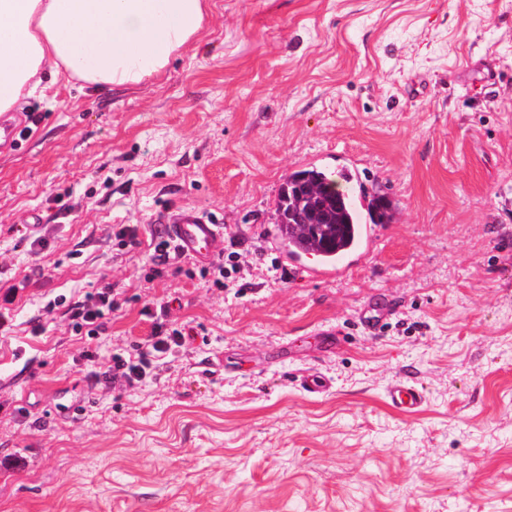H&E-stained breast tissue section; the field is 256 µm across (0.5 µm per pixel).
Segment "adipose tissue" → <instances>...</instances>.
<instances>
[{"label": "adipose tissue", "mask_w": 512, "mask_h": 512, "mask_svg": "<svg viewBox=\"0 0 512 512\" xmlns=\"http://www.w3.org/2000/svg\"><path fill=\"white\" fill-rule=\"evenodd\" d=\"M208 0H0V113L20 110L47 71L97 90L166 68L203 30Z\"/></svg>", "instance_id": "adipose-tissue-1"}]
</instances>
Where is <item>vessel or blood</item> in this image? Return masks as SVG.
<instances>
[{
    "mask_svg": "<svg viewBox=\"0 0 512 512\" xmlns=\"http://www.w3.org/2000/svg\"><path fill=\"white\" fill-rule=\"evenodd\" d=\"M165 231L175 242L181 256L201 266L210 265L224 253V227L194 209H182L167 217ZM381 240V227L361 224L354 243L339 250H328L322 259H314L302 250L289 249L279 236L268 242L281 263L311 280H332L344 276L361 258L370 255ZM389 403L398 409L416 411L426 400L424 389L406 379L391 383L386 391Z\"/></svg>",
    "mask_w": 512,
    "mask_h": 512,
    "instance_id": "1",
    "label": "vessel or blood"
}]
</instances>
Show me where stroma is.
Instances as JSON below:
<instances>
[{
	"mask_svg": "<svg viewBox=\"0 0 512 512\" xmlns=\"http://www.w3.org/2000/svg\"><path fill=\"white\" fill-rule=\"evenodd\" d=\"M210 5L146 83L45 75L0 152V285H25L0 334V512H512V0ZM354 157L342 190L394 218L332 282L273 276V253L240 283L189 261L150 282L110 235L193 208L225 251L260 244L291 173ZM104 276L125 303L100 336L46 313ZM164 303L184 349L135 389L99 384ZM367 309L389 315L370 330ZM309 369L329 392L299 387ZM405 376L413 414L385 398Z\"/></svg>",
	"mask_w": 512,
	"mask_h": 512,
	"instance_id": "1",
	"label": "stroma"
}]
</instances>
